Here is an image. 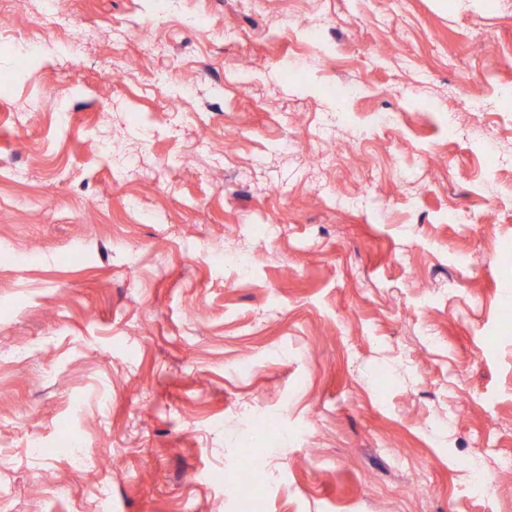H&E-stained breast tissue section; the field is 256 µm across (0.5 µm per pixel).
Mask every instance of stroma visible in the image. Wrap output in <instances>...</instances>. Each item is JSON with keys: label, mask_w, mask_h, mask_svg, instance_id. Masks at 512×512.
<instances>
[{"label": "stroma", "mask_w": 512, "mask_h": 512, "mask_svg": "<svg viewBox=\"0 0 512 512\" xmlns=\"http://www.w3.org/2000/svg\"><path fill=\"white\" fill-rule=\"evenodd\" d=\"M503 455L512 0L0 9V512H512Z\"/></svg>", "instance_id": "stroma-1"}]
</instances>
